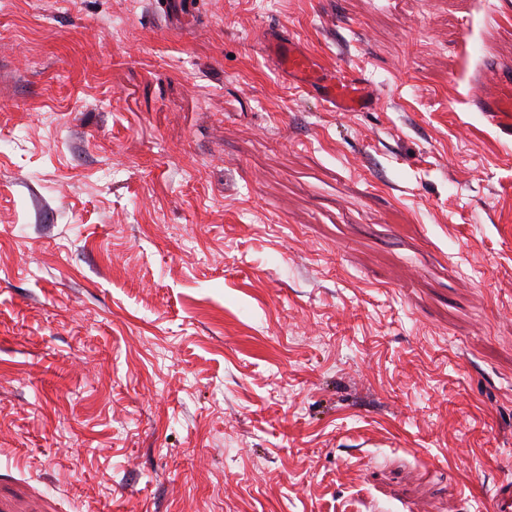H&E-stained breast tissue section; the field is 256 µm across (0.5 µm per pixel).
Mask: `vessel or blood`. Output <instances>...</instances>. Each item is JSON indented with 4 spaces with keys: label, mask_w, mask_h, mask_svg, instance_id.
<instances>
[{
    "label": "vessel or blood",
    "mask_w": 512,
    "mask_h": 512,
    "mask_svg": "<svg viewBox=\"0 0 512 512\" xmlns=\"http://www.w3.org/2000/svg\"><path fill=\"white\" fill-rule=\"evenodd\" d=\"M262 42L278 70L323 106L339 112H368L375 108L377 93L362 74L330 75L298 41L271 29L263 32ZM473 103L478 111L493 117L501 113L512 115V70L498 68L494 90L474 97Z\"/></svg>",
    "instance_id": "obj_1"
}]
</instances>
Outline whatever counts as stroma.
Instances as JSON below:
<instances>
[{
    "mask_svg": "<svg viewBox=\"0 0 512 512\" xmlns=\"http://www.w3.org/2000/svg\"><path fill=\"white\" fill-rule=\"evenodd\" d=\"M164 2L0 0V512H496L512 0ZM261 38L278 70L323 106L336 112H369L376 107V90L362 74L340 77L328 74L298 41L290 36L285 38L275 30H265ZM487 65L497 71L496 87L486 95L474 97L473 104L479 112H486L492 117L507 113L512 120V71L498 64L488 63Z\"/></svg>",
    "mask_w": 512,
    "mask_h": 512,
    "instance_id": "stroma-1",
    "label": "stroma"
}]
</instances>
